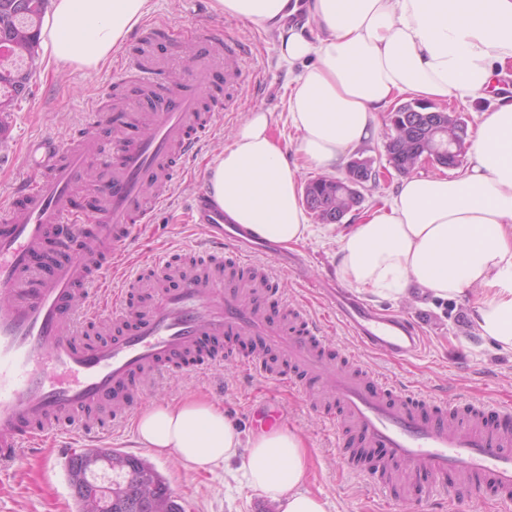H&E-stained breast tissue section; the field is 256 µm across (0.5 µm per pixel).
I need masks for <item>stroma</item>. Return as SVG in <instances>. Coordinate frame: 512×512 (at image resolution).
<instances>
[{"label": "stroma", "mask_w": 512, "mask_h": 512, "mask_svg": "<svg viewBox=\"0 0 512 512\" xmlns=\"http://www.w3.org/2000/svg\"><path fill=\"white\" fill-rule=\"evenodd\" d=\"M145 22L185 32L180 41L162 35L152 43V53L165 62L166 74L185 78L183 63L195 50L191 32L208 22L218 24L230 40L242 44V74L229 112L200 142L197 156L176 179L166 205L152 223L136 230L125 257L105 271L102 283L111 291L120 289L126 275L144 268L151 256L193 252L207 245V229L196 223L191 206L195 196L205 191L207 163L230 142L248 112L259 107L271 112L275 133L287 152H294L298 139L287 119L291 77L278 66L277 47L261 26L214 12L211 0H152ZM129 51V46H122L107 65L92 74L49 62L46 53H39L30 92L12 113L10 138L0 146V202L8 201L16 183L34 176L35 169L25 156L30 144L45 138L65 143L89 134L102 151H111L117 134L111 121L88 123L85 111L92 102L108 101L115 78L124 82L123 93L131 111L146 117L154 114L157 98L144 89L134 73L121 69ZM335 252L333 234L317 225L304 243L278 246L277 261H269L262 252L253 254V261L270 263L281 293L266 306L271 321L281 319L286 300L299 303L311 317L323 320L326 293L340 285L335 274ZM472 307V300L466 297L432 306L422 298L379 302L382 312L413 319L421 329L423 351L402 360L366 347L339 320L326 323L323 335L334 359L352 354L398 389L480 404L486 423L496 426L503 422L502 410L512 409V355L480 346L470 324ZM312 391L306 381L291 386L248 376L229 362L201 373L159 371L135 409L130 410L129 421L112 427L104 437L88 439L73 432L56 440L50 438L40 449L25 452L21 464L0 465V512H76L65 462L70 454L85 448H114L147 460L169 480L185 512H276L275 505L252 490L241 474L221 469L198 471L184 466L176 457L157 456L137 447L132 424L139 411L153 404L202 395L249 435L257 429L255 411L272 394L277 397L285 426L301 432L308 442L307 487L326 500L327 512H447L444 505L428 502L430 479L426 474L411 478L396 475L391 481L395 494L389 497L349 470L340 455L332 419L315 411L308 401Z\"/></svg>", "instance_id": "stroma-1"}]
</instances>
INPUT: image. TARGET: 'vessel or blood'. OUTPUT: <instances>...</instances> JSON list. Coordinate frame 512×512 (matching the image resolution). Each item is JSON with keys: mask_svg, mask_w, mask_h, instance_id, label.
I'll return each instance as SVG.
<instances>
[{"mask_svg": "<svg viewBox=\"0 0 512 512\" xmlns=\"http://www.w3.org/2000/svg\"><path fill=\"white\" fill-rule=\"evenodd\" d=\"M156 34L146 28L134 38L139 52L133 62L148 84L164 69L150 53ZM195 36L189 75L164 91L163 111L148 118L145 133L114 140L112 159L103 161L101 203L88 219L76 215L71 193L99 157L89 136L70 146L37 145L27 160L38 177L17 183L12 202L0 207V463H20L24 449L71 428L103 435L126 417V394L144 391L155 369L210 365L217 356L198 354L200 340L237 336L277 351L322 383L326 397L342 407L343 425L361 433L369 447L383 449L369 465L355 450L343 451L352 470L368 475L374 487L385 489L395 473L409 469L431 477L432 496L447 502L449 512H463L485 490L495 512H512V432L486 424L481 405L404 393L354 358L330 362L320 325L301 306L284 303L282 320L269 322L271 276L250 271L248 235L226 228L223 214L206 199H198L197 208L213 249L198 252L192 269L173 255L150 260L157 280L177 279V287L164 285L138 308L128 303V287L121 288L112 296L114 336L79 340L74 319L97 316L101 272L122 257L137 227L150 222L208 131L200 101L210 71L223 68L228 88L238 83L241 52L222 30L205 24ZM79 234L85 237L81 253L27 287L30 260L46 240ZM329 305L374 350L412 357L423 348V336L408 319L378 313L338 290ZM237 365L268 379L279 376L259 353ZM452 470L461 477L453 488L446 483Z\"/></svg>", "mask_w": 512, "mask_h": 512, "instance_id": "b4317fda", "label": "vessel or blood"}]
</instances>
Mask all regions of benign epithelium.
Wrapping results in <instances>:
<instances>
[{
	"mask_svg": "<svg viewBox=\"0 0 512 512\" xmlns=\"http://www.w3.org/2000/svg\"><path fill=\"white\" fill-rule=\"evenodd\" d=\"M401 120L404 123V138L417 146L418 163L441 168H458L462 165L468 145L466 123L458 122L455 135L450 137L442 108L417 101L406 106ZM391 168H396L391 158L388 165L377 167L371 158L353 157L346 165L338 187L351 199L352 206L358 207L363 203L362 190L366 185L388 178ZM307 207L318 211L326 224H339L344 218V214L321 207L319 201L311 197L308 198ZM77 466L80 467V478L74 487L75 493L93 507V512H111L112 498L126 489L122 481L112 478V473L117 471L112 455L85 456Z\"/></svg>",
	"mask_w": 512,
	"mask_h": 512,
	"instance_id": "1",
	"label": "benign epithelium"
}]
</instances>
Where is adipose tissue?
Instances as JSON below:
<instances>
[{
	"label": "adipose tissue",
	"mask_w": 512,
	"mask_h": 512,
	"mask_svg": "<svg viewBox=\"0 0 512 512\" xmlns=\"http://www.w3.org/2000/svg\"><path fill=\"white\" fill-rule=\"evenodd\" d=\"M291 0H213L216 13L264 26L280 65L297 68L288 119L298 133L288 160L269 113L249 112L205 170L227 222L292 246L310 233L297 173L326 169L375 140L377 112L401 94L430 103L484 101L464 174L403 175L384 204L336 225V277L370 300L415 289L448 301L473 298L471 323L485 345L512 353V100L493 85L512 64V0H300L319 33L290 22ZM150 0H51L40 32L56 61L97 71L150 12ZM140 447L196 470L236 461L277 512H327L306 491L308 443L274 428L250 436L204 397L142 411Z\"/></svg>",
	"instance_id": "adipose-tissue-1"
}]
</instances>
